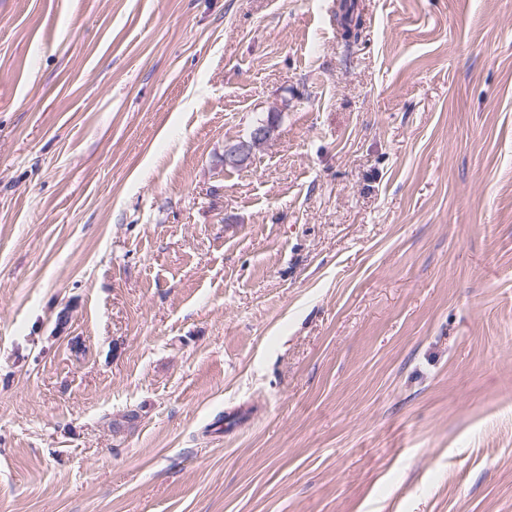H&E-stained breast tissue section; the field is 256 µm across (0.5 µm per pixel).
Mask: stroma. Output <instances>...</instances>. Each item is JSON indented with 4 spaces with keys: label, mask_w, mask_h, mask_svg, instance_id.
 Here are the masks:
<instances>
[{
    "label": "stroma",
    "mask_w": 512,
    "mask_h": 512,
    "mask_svg": "<svg viewBox=\"0 0 512 512\" xmlns=\"http://www.w3.org/2000/svg\"><path fill=\"white\" fill-rule=\"evenodd\" d=\"M338 3L0 0V512H512V0ZM336 21L341 28L342 38L348 44L356 41L362 26V17L356 12L354 1H341L339 10L336 11Z\"/></svg>",
    "instance_id": "stroma-1"
}]
</instances>
